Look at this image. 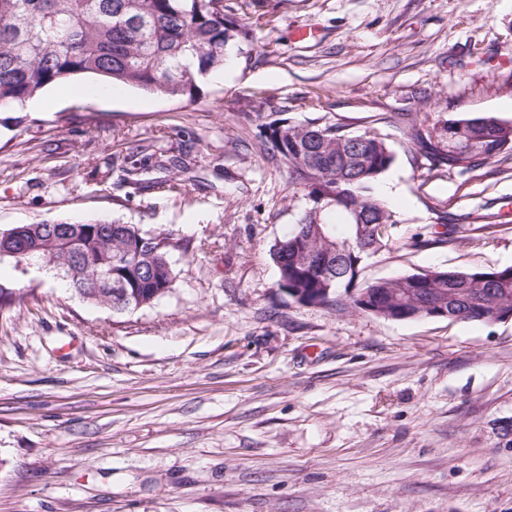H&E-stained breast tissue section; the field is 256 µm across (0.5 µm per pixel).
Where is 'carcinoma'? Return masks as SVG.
<instances>
[{
	"label": "carcinoma",
	"mask_w": 512,
	"mask_h": 512,
	"mask_svg": "<svg viewBox=\"0 0 512 512\" xmlns=\"http://www.w3.org/2000/svg\"><path fill=\"white\" fill-rule=\"evenodd\" d=\"M224 0H0V111L19 108L44 88L73 76L93 75L110 84L131 85L169 97L192 96L197 80L224 65V45L248 41L251 29L230 27ZM416 146L430 149L448 172L466 174L512 151V124L492 115L448 119L425 143L418 115L401 119ZM259 149L288 166L309 207L272 249L277 288L303 306H331L342 289L380 304L376 316L405 321L427 296L453 297L468 321L494 310H512V266L493 270H428L358 285L362 255L387 248L397 216L371 196L394 156L376 133L351 134L337 123L293 124L277 118L259 125ZM372 225L367 245L356 238V218ZM76 238L89 272L69 282L80 295L94 290L95 272L129 295L121 313L166 294L175 275L168 237L130 224ZM142 254L154 278L139 275L133 259ZM410 293L408 304L393 296Z\"/></svg>",
	"instance_id": "carcinoma-1"
}]
</instances>
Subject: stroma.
Returning <instances> with one entry per match:
<instances>
[{
  "label": "stroma",
  "mask_w": 512,
  "mask_h": 512,
  "mask_svg": "<svg viewBox=\"0 0 512 512\" xmlns=\"http://www.w3.org/2000/svg\"><path fill=\"white\" fill-rule=\"evenodd\" d=\"M248 26L193 99L122 84L0 112V229L167 235L175 280L116 315L0 263V512H512V321L302 306L273 245L309 205L259 124L387 139L399 218L372 282L512 266V159L468 176L398 128L512 123V0H225Z\"/></svg>",
  "instance_id": "stroma-1"
}]
</instances>
